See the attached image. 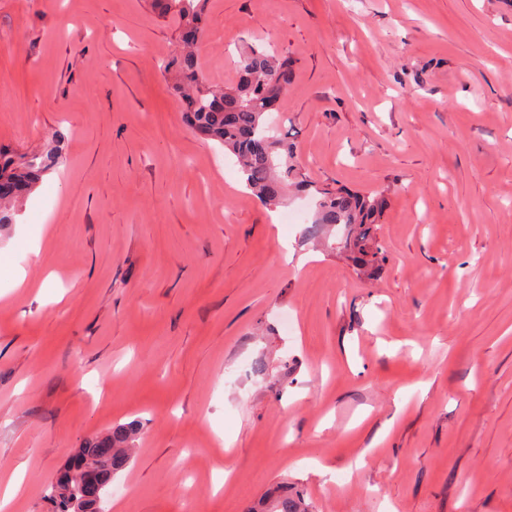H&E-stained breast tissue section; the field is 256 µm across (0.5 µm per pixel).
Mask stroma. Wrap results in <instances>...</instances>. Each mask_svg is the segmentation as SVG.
Returning a JSON list of instances; mask_svg holds the SVG:
<instances>
[{
    "mask_svg": "<svg viewBox=\"0 0 512 512\" xmlns=\"http://www.w3.org/2000/svg\"><path fill=\"white\" fill-rule=\"evenodd\" d=\"M269 44L305 179L386 200L378 271L183 122L148 0H0V145L65 135L0 229L6 512L128 423L102 512H512V0H209L213 85Z\"/></svg>",
    "mask_w": 512,
    "mask_h": 512,
    "instance_id": "35a3bbf8",
    "label": "stroma"
}]
</instances>
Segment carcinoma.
<instances>
[{
  "mask_svg": "<svg viewBox=\"0 0 512 512\" xmlns=\"http://www.w3.org/2000/svg\"><path fill=\"white\" fill-rule=\"evenodd\" d=\"M206 0H150L152 10L174 22L176 44L164 63L171 88L179 97L187 124L202 138L224 145L233 154L246 187L265 203L280 200L290 186L318 195L317 212L310 232L321 224L341 226L345 244L355 262L372 271L387 258L375 233L383 216L384 200L377 194L353 190L332 191L304 181L292 163V147L282 134L274 135L265 124L270 98L293 84L290 64L264 49L252 47L237 61V80L223 88L208 83L199 64L202 12ZM51 145L30 153L0 150V224L11 223L10 207L61 163L64 135L55 131ZM134 425H117L105 434L85 438L66 463L82 458L102 469L105 495L112 478L131 460ZM273 508L280 512H306L298 497H278Z\"/></svg>",
  "mask_w": 512,
  "mask_h": 512,
  "instance_id": "obj_1",
  "label": "carcinoma"
}]
</instances>
